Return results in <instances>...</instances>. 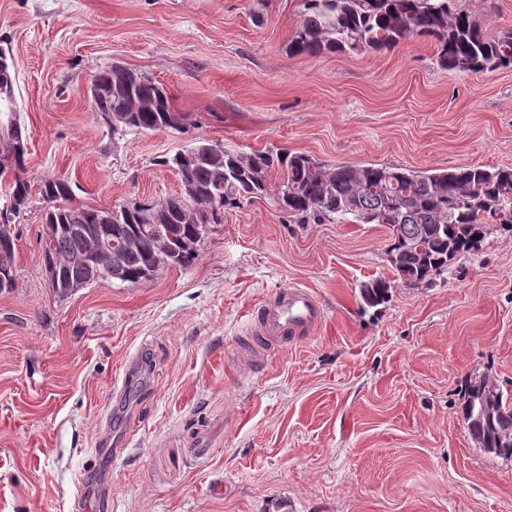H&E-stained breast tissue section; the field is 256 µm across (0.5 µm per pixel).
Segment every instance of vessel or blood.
<instances>
[{
	"label": "vessel or blood",
	"instance_id": "obj_1",
	"mask_svg": "<svg viewBox=\"0 0 512 512\" xmlns=\"http://www.w3.org/2000/svg\"><path fill=\"white\" fill-rule=\"evenodd\" d=\"M326 312L321 300L309 290L286 288L263 299L255 308L249 331L258 344L251 349L261 358L265 348L313 335L323 325Z\"/></svg>",
	"mask_w": 512,
	"mask_h": 512
}]
</instances>
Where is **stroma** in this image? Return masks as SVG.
Listing matches in <instances>:
<instances>
[{
    "mask_svg": "<svg viewBox=\"0 0 512 512\" xmlns=\"http://www.w3.org/2000/svg\"><path fill=\"white\" fill-rule=\"evenodd\" d=\"M487 34L512 0H457ZM301 0H0L28 139L23 175L109 208L176 194L162 158L200 139L333 166H512V69L441 68L414 38L293 55ZM119 62L163 84L183 130L112 136L84 90ZM0 293V512H512V459L476 448L469 377L512 393V234L431 283L393 279L378 224H293L272 191L225 210L186 267L57 298L41 208L18 226ZM326 308L313 336L238 359L281 288Z\"/></svg>",
    "mask_w": 512,
    "mask_h": 512,
    "instance_id": "1",
    "label": "stroma"
}]
</instances>
